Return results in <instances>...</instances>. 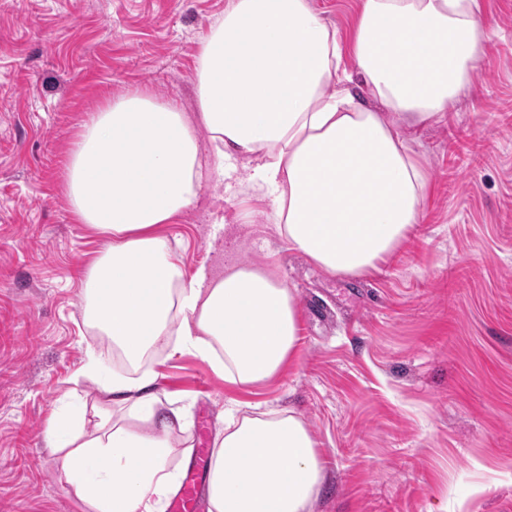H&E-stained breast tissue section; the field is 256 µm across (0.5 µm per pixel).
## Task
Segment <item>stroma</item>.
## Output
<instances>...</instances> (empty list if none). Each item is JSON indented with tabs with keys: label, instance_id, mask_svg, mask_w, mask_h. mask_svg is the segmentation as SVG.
Masks as SVG:
<instances>
[{
	"label": "stroma",
	"instance_id": "obj_1",
	"mask_svg": "<svg viewBox=\"0 0 512 512\" xmlns=\"http://www.w3.org/2000/svg\"><path fill=\"white\" fill-rule=\"evenodd\" d=\"M362 0H310L349 43ZM489 40L447 118L408 132L428 175L422 216L376 270L331 274L289 248L268 202L210 175L158 234L184 274L272 271L299 344L273 380L224 381L158 352L157 385L191 405L193 445L233 402L289 409L323 453L312 512H512V0H479ZM228 0H0V512H88L45 448L87 347L64 165L103 98L148 89L196 113L195 58Z\"/></svg>",
	"mask_w": 512,
	"mask_h": 512
}]
</instances>
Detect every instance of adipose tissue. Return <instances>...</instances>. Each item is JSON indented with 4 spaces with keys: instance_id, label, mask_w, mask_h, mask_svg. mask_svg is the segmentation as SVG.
Instances as JSON below:
<instances>
[{
    "instance_id": "adipose-tissue-1",
    "label": "adipose tissue",
    "mask_w": 512,
    "mask_h": 512,
    "mask_svg": "<svg viewBox=\"0 0 512 512\" xmlns=\"http://www.w3.org/2000/svg\"><path fill=\"white\" fill-rule=\"evenodd\" d=\"M479 0H362L349 48L309 0H229L195 59L199 112L134 90L106 101L70 153L66 191L78 223L102 241L84 272L85 315L120 353L110 370L87 347L49 419L46 448L92 512H165L181 484L174 431L188 404L155 390L159 347L190 353L225 381L275 377L298 346V308L278 278L250 265L223 276L179 257L156 232L197 198V127L219 170L256 157L248 182L271 204L289 245L328 272L358 276L390 256L421 218L427 175L400 125L443 119L482 50ZM352 54L355 69L344 64ZM367 86V105L353 92ZM108 406L93 433L80 389ZM207 512H310L324 466L302 419L224 411Z\"/></svg>"
}]
</instances>
